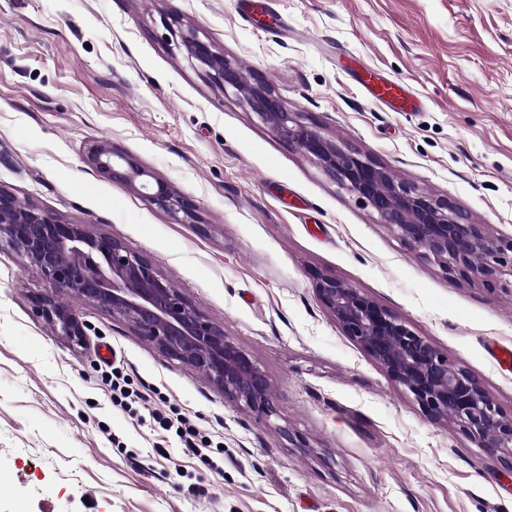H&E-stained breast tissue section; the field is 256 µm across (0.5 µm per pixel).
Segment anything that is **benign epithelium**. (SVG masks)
I'll use <instances>...</instances> for the list:
<instances>
[{
  "instance_id": "benign-epithelium-1",
  "label": "benign epithelium",
  "mask_w": 512,
  "mask_h": 512,
  "mask_svg": "<svg viewBox=\"0 0 512 512\" xmlns=\"http://www.w3.org/2000/svg\"><path fill=\"white\" fill-rule=\"evenodd\" d=\"M188 58L211 79L231 88L280 138L299 144L336 183L378 215L411 250L451 280L498 284L501 268L512 267V238L491 236L483 224L417 186L396 179L389 168L341 146L292 112L267 82H247L239 69L192 30L182 34ZM87 163L114 181L137 186L149 203L180 221L199 223L196 206L133 157L105 144L92 146ZM19 253L53 291L71 292L152 343L166 357L201 373L224 402L260 417L278 414L272 384L256 360L224 329L160 273L156 264L121 240L71 224L0 188V249ZM323 309L432 421L451 420L478 447L508 456L512 470V414L508 415L468 371L400 316L367 294L329 276L316 277ZM36 314L74 342L85 323L54 295L35 298Z\"/></svg>"
}]
</instances>
